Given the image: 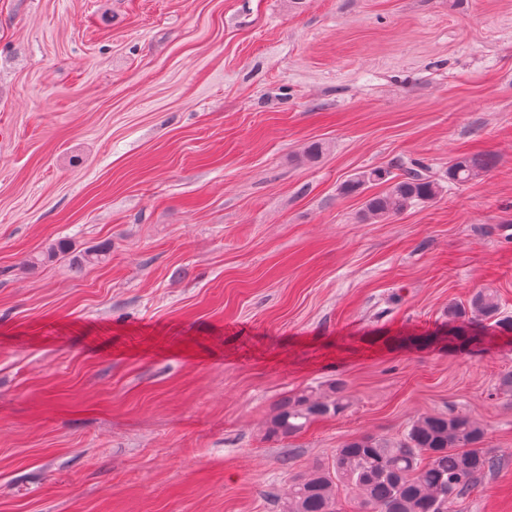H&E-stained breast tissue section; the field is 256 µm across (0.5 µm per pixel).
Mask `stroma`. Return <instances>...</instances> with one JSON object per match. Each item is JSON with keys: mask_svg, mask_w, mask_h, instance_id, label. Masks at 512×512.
Masks as SVG:
<instances>
[{"mask_svg": "<svg viewBox=\"0 0 512 512\" xmlns=\"http://www.w3.org/2000/svg\"><path fill=\"white\" fill-rule=\"evenodd\" d=\"M416 165L440 196L384 222L341 190ZM485 288L512 318V0H0V512H279L449 410L501 461L457 512H512V334L401 343ZM489 169V161L483 155L460 154L448 167V180L467 183ZM349 406L343 385L331 382L324 391L303 390L284 397L271 417L269 437L293 436L318 416H336Z\"/></svg>", "mask_w": 512, "mask_h": 512, "instance_id": "1", "label": "stroma"}]
</instances>
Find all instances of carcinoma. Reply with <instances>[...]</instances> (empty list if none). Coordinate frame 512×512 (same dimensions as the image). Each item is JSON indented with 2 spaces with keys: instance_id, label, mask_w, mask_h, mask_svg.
<instances>
[{
  "instance_id": "cac0c4a2",
  "label": "carcinoma",
  "mask_w": 512,
  "mask_h": 512,
  "mask_svg": "<svg viewBox=\"0 0 512 512\" xmlns=\"http://www.w3.org/2000/svg\"><path fill=\"white\" fill-rule=\"evenodd\" d=\"M489 169L483 155L460 154L448 167V180L467 183ZM387 184L381 193L364 202V216L385 220L419 202L435 200L440 186L418 168L392 176L383 168L354 174L343 185L346 194L368 184ZM110 247L85 252L78 265L107 261ZM499 303L491 290H480L468 305H448V335L417 337L424 347L442 341L459 350L480 349L486 332L478 325L486 320L503 332L512 331V319L500 318ZM349 406L343 385L331 382L323 391L303 390L283 398L271 417L270 437L293 436L318 416H336ZM483 426L464 412L426 414L410 425L403 438L393 441L363 436L345 441L336 449L329 466H316L289 481L280 512H339L340 490H350L363 512H452L469 496L477 480L496 470L500 462L483 448Z\"/></svg>"
}]
</instances>
